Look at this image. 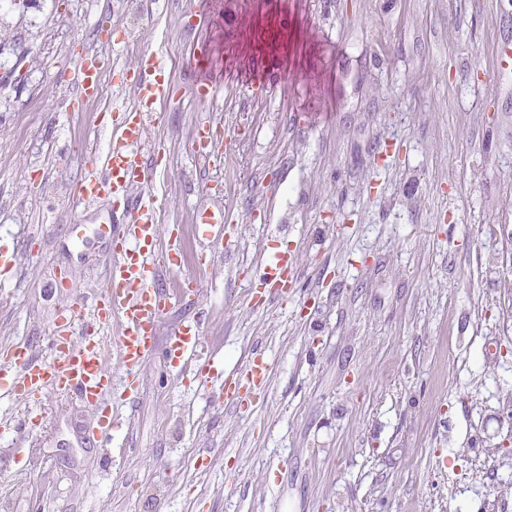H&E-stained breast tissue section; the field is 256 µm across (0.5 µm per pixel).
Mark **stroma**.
Listing matches in <instances>:
<instances>
[{
    "instance_id": "1",
    "label": "stroma",
    "mask_w": 512,
    "mask_h": 512,
    "mask_svg": "<svg viewBox=\"0 0 512 512\" xmlns=\"http://www.w3.org/2000/svg\"><path fill=\"white\" fill-rule=\"evenodd\" d=\"M277 14L285 51L257 38L265 0H0V350L48 358L60 311L103 302L124 226L79 184L153 57L173 87L137 148L166 226L153 285L192 286L132 398L0 390V512H512V76L496 62L512 0ZM260 50L287 89L259 81ZM90 53L100 81L79 99ZM192 57L220 84L211 102ZM201 207L229 214L223 243L195 236ZM269 250L294 259L287 297L257 275ZM196 321L203 385L164 356ZM255 358L263 387L225 404Z\"/></svg>"
}]
</instances>
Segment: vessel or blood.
<instances>
[{
    "label": "vessel or blood",
    "mask_w": 512,
    "mask_h": 512,
    "mask_svg": "<svg viewBox=\"0 0 512 512\" xmlns=\"http://www.w3.org/2000/svg\"><path fill=\"white\" fill-rule=\"evenodd\" d=\"M169 94L161 66L140 73L134 88L135 103L124 122L113 129L106 155L96 157L80 185L81 194L92 195L107 187L120 199L131 186L151 185L153 170L138 160L134 148L146 136L144 113L156 111ZM124 220L126 233L112 250L104 292L121 323L122 332L113 352L125 370V389L130 392L138 370L155 351L151 330L166 307V299L152 284L151 256L162 227L150 199L142 197L128 202ZM195 231L211 241L223 237L218 219L204 208L197 211ZM292 270L287 256L276 252L260 265L259 276L282 282ZM73 324V312L61 311L50 341L48 361H37L25 345L0 352V385L10 394L28 396L52 382L79 398L102 402L112 389L105 347L96 336L75 335ZM198 344L196 325L182 326L171 339L168 355L186 362L195 361Z\"/></svg>",
    "instance_id": "obj_1"
}]
</instances>
